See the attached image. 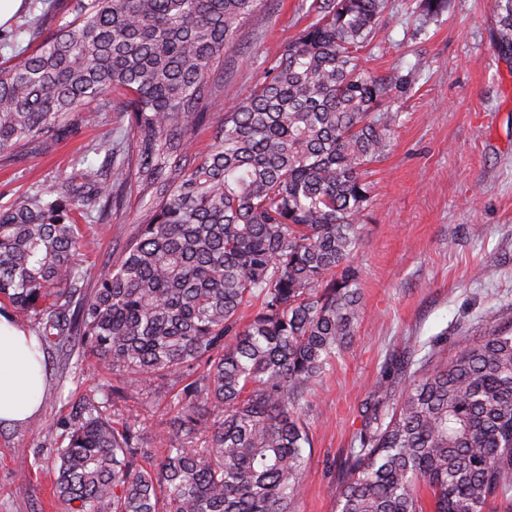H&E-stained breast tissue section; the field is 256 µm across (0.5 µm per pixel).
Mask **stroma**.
Wrapping results in <instances>:
<instances>
[{"mask_svg":"<svg viewBox=\"0 0 512 512\" xmlns=\"http://www.w3.org/2000/svg\"><path fill=\"white\" fill-rule=\"evenodd\" d=\"M306 0H266L224 54V104L259 83L267 61L309 24ZM418 0H389L365 67L396 77L397 117L385 157L375 163L373 201L355 264L364 310L352 342L317 382L304 418L313 450L295 512H336L339 470L373 402L399 360L419 361L431 344L444 352L466 337L512 322V56L496 45L491 0H448L423 21ZM43 0L0 27V61L27 46ZM120 112L86 108L72 132L19 156L0 155V205L73 173L86 147L123 131ZM136 201L109 224H85L76 256L96 284L137 226ZM45 389L33 421L0 425V512H64L51 449L65 423L92 396H108L115 426H135L157 463L162 436L185 376L146 385L113 375L94 357L45 355ZM36 458L21 470L19 452Z\"/></svg>","mask_w":512,"mask_h":512,"instance_id":"35a3bbf8","label":"stroma"}]
</instances>
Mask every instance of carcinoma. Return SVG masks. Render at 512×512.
<instances>
[{
	"mask_svg": "<svg viewBox=\"0 0 512 512\" xmlns=\"http://www.w3.org/2000/svg\"><path fill=\"white\" fill-rule=\"evenodd\" d=\"M266 0H77L33 51L0 66V154L64 133L73 113L126 104L128 135L98 167L0 208V305L37 320L43 351L81 350L182 390L167 448L138 464L134 427L90 399L55 449L65 512H293L313 442L316 382L362 315L352 265L391 144L393 81L362 52L389 0H311L313 21L222 112L224 51ZM512 55V0H492ZM213 143L192 152L196 129ZM139 199L137 234L82 294L78 218ZM397 367L345 459L337 512H485L512 495V327Z\"/></svg>",
	"mask_w": 512,
	"mask_h": 512,
	"instance_id": "carcinoma-1",
	"label": "carcinoma"
}]
</instances>
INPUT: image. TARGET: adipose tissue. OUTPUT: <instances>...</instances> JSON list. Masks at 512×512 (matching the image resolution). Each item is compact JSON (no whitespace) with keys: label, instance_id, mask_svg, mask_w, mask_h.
Returning a JSON list of instances; mask_svg holds the SVG:
<instances>
[{"label":"adipose tissue","instance_id":"obj_1","mask_svg":"<svg viewBox=\"0 0 512 512\" xmlns=\"http://www.w3.org/2000/svg\"><path fill=\"white\" fill-rule=\"evenodd\" d=\"M42 354L7 313L0 314V423H20L36 414L44 389Z\"/></svg>","mask_w":512,"mask_h":512}]
</instances>
